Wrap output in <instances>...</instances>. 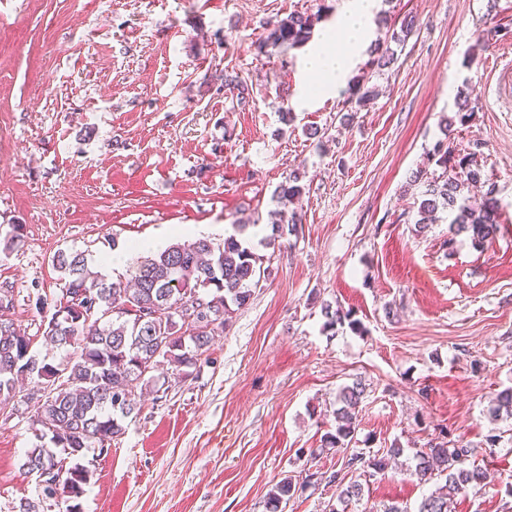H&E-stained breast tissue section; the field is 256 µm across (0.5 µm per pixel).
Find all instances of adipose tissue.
<instances>
[{"instance_id":"ef3b65f1","label":"adipose tissue","mask_w":512,"mask_h":512,"mask_svg":"<svg viewBox=\"0 0 512 512\" xmlns=\"http://www.w3.org/2000/svg\"><path fill=\"white\" fill-rule=\"evenodd\" d=\"M377 0H344L343 8L327 36L334 48L315 45L307 54L306 64L318 78L320 88L335 93L346 84L354 64L355 51L367 40L370 19Z\"/></svg>"}]
</instances>
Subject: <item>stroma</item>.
I'll list each match as a JSON object with an SVG mask.
<instances>
[{
  "label": "stroma",
  "instance_id": "obj_1",
  "mask_svg": "<svg viewBox=\"0 0 512 512\" xmlns=\"http://www.w3.org/2000/svg\"><path fill=\"white\" fill-rule=\"evenodd\" d=\"M342 4L0 0V245L21 236L0 252V285L15 289L0 315L32 335V354L62 356L41 338L51 309L28 304L59 295L58 251L85 252L98 271L113 247L240 223L269 269L196 367L146 397L107 453L87 452L84 512H267L283 478L341 468L323 436L355 381L365 395L351 449L404 453L344 512H418L435 485L414 476V455L442 434L492 475L455 512H512V418L490 416L512 387V103L492 90L512 51V0H378L349 75L379 89L361 109L345 89L306 98L310 45L258 49L267 21L294 11L318 15L310 44L322 42ZM408 14L416 27L396 62L369 75L382 18ZM228 70L247 82L246 105H232ZM466 95L475 112L460 125ZM441 139L477 151L498 189L493 246L452 234L444 215L414 230L413 174ZM295 171L302 222L274 241V192ZM326 304L360 331L327 327ZM33 414L22 392L0 404V512L37 496L21 467L40 443ZM339 493L307 483L281 510L330 512Z\"/></svg>",
  "mask_w": 512,
  "mask_h": 512
}]
</instances>
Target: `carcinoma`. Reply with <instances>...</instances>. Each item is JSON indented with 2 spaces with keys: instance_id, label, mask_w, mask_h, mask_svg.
<instances>
[{
  "instance_id": "cac0c4a2",
  "label": "carcinoma",
  "mask_w": 512,
  "mask_h": 512,
  "mask_svg": "<svg viewBox=\"0 0 512 512\" xmlns=\"http://www.w3.org/2000/svg\"><path fill=\"white\" fill-rule=\"evenodd\" d=\"M315 19L292 13L268 28L260 48L290 47L307 43ZM414 20L405 18L400 28L379 42L370 68L382 69L394 63L390 43H401L411 34ZM224 86L243 105L250 95L246 81L225 74ZM351 99L358 108L366 107L376 96L367 82L350 87ZM427 161L440 172L418 170L414 181L425 190L417 209L415 231L426 232L442 211L452 215L454 233H471L478 246L494 238L499 230L500 204L494 184L484 179L482 166L475 153H460L439 140L427 153ZM300 174L288 177L280 185L277 199L290 203L302 193ZM297 212L281 210L272 225V238H285L297 232ZM245 226L217 243L199 239L191 244L175 243L165 250L140 256L132 266L133 287L106 283L105 275L92 271L82 251H61L52 265L64 281L61 296L50 302L37 297L35 306L42 311L51 306L54 312L44 323L45 342L66 351V356L53 365L30 353L31 337L25 329L7 322L0 326V402L16 396L19 380L28 378L39 386V393L27 397L34 403L33 424L40 436L49 437L53 449L44 446L29 449L22 468L36 476L56 470L63 495L74 501L67 512H82L78 500L85 494L92 471L80 462L85 450L96 447L99 452L112 447V441L125 433L124 419L137 409L135 392L154 381L149 371L158 368L181 371L195 364L206 352L218 329L245 307L251 299L257 267L262 258L250 242L242 237ZM197 314H191L195 307ZM150 308L156 316L146 320L132 314ZM195 316L198 330L190 331L186 318ZM327 324H348L355 329L358 322L350 313L325 305ZM365 394V386L356 381L345 385L336 396L335 432L324 435L326 448H342L355 431L356 409ZM400 447L378 452H353L344 458L343 470L329 475V482L341 487L339 502L346 503L362 496V484L346 481L347 474L367 473L371 476L386 471L389 461L403 454ZM472 449L466 445L448 447L438 442L417 451L413 474L423 482L435 477L444 484L426 497L418 512H453L458 498L470 490L489 484L490 472L482 467H465ZM307 482L287 478L275 484L267 498L268 512H279L286 497L302 490ZM48 487L38 485L37 499L20 502L19 512H45Z\"/></svg>"
}]
</instances>
